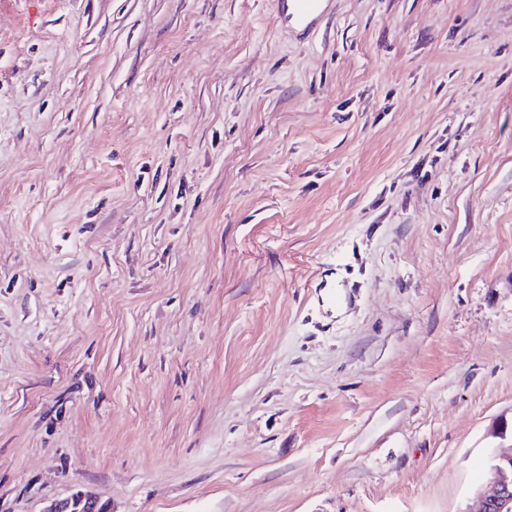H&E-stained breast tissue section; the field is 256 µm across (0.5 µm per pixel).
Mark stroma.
<instances>
[{"label":"stroma","instance_id":"stroma-1","mask_svg":"<svg viewBox=\"0 0 512 512\" xmlns=\"http://www.w3.org/2000/svg\"><path fill=\"white\" fill-rule=\"evenodd\" d=\"M508 429L512 0H0V512H476ZM326 0H276L274 4L276 6L277 16H286L285 4L290 3L289 16L294 19L298 24L302 25L304 29L313 28L316 23L324 15V2ZM44 512H112V509L108 502L101 501L94 495L76 492L51 504Z\"/></svg>","mask_w":512,"mask_h":512}]
</instances>
